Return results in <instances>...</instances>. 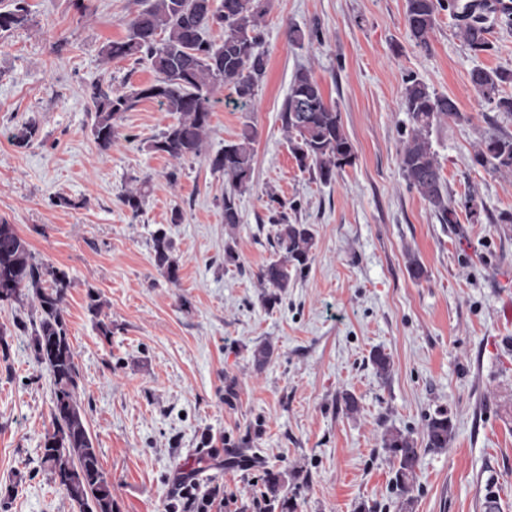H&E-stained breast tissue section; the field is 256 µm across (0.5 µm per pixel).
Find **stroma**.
Returning a JSON list of instances; mask_svg holds the SVG:
<instances>
[{
  "instance_id": "stroma-1",
  "label": "stroma",
  "mask_w": 512,
  "mask_h": 512,
  "mask_svg": "<svg viewBox=\"0 0 512 512\" xmlns=\"http://www.w3.org/2000/svg\"><path fill=\"white\" fill-rule=\"evenodd\" d=\"M27 2V23L0 34V221L71 282L64 317L115 512H171L184 474L213 495L211 512H225L229 495L251 512L271 472L287 473L295 512H405L381 435L421 438L439 409L454 433L447 449L423 453L406 512H485L489 495L512 512V224L497 221L512 212V176L472 161L490 124L512 134V120L479 103L470 83L477 67L512 70V29L494 28L491 50L477 54L443 11L423 50L408 35L405 0H270L267 73L253 106L219 91L202 153L176 163L148 148L176 120L157 102L123 114L109 151L91 134L92 85L127 91L156 78L148 62L101 54L126 36L137 0ZM315 24L322 42L289 44V27ZM301 68L337 106L355 150L329 185L299 169L279 120ZM408 74L464 115L430 134L454 224L441 223L402 176ZM30 119L37 139L15 147L12 132ZM248 126L253 182L231 233L224 178L208 158ZM145 180L150 193L135 217L118 197ZM271 191L298 203L315 245L269 306L257 272L272 256ZM471 194L482 204L474 220L463 206ZM60 196L70 206L57 205ZM160 228L179 264L174 283L154 262ZM230 237L233 265L224 262ZM410 253L425 279L408 275ZM33 314L27 295L0 305V512H76L42 463L52 386L35 362ZM262 344L273 357L259 370L252 352ZM377 350L392 361L384 380L370 361ZM345 392L357 398L356 414L345 411ZM237 447L259 466H225Z\"/></svg>"
}]
</instances>
